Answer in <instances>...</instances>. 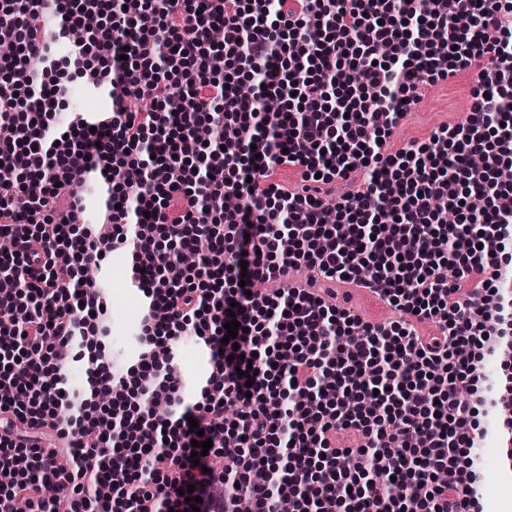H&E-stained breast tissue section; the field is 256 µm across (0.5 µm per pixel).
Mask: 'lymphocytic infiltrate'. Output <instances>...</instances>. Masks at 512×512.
<instances>
[{
    "label": "lymphocytic infiltrate",
    "instance_id": "obj_1",
    "mask_svg": "<svg viewBox=\"0 0 512 512\" xmlns=\"http://www.w3.org/2000/svg\"><path fill=\"white\" fill-rule=\"evenodd\" d=\"M232 1L66 0L44 29L30 20L47 0H0V44L19 48L0 59V123L14 130L0 139V237L13 245L0 312H29L0 327V512H185L190 486L200 512H318L339 490L346 512H483L472 419L512 426V378L483 372L512 349V185L498 177L512 165V0H304L297 13ZM73 24L82 76L112 108L62 133L69 77L52 46ZM470 68L468 121L387 152L422 79ZM146 88L147 112L135 104ZM271 96L281 111H262ZM284 164L302 167L301 191L272 183ZM96 170L108 198L85 227L78 190ZM354 170L363 189L327 222L325 186ZM228 195L238 209L217 207ZM202 237L209 248L184 266L180 249ZM119 245L149 301L145 351L122 375L98 350L100 286L80 279ZM300 266L364 281L403 320L362 321L316 288L257 290ZM412 315L438 335L418 336ZM189 329L212 368L185 407L158 352ZM76 345L92 365L80 400L55 356ZM194 422L212 441L196 462ZM42 428L68 440L76 470L46 455ZM228 436L239 453H223Z\"/></svg>",
    "mask_w": 512,
    "mask_h": 512
}]
</instances>
